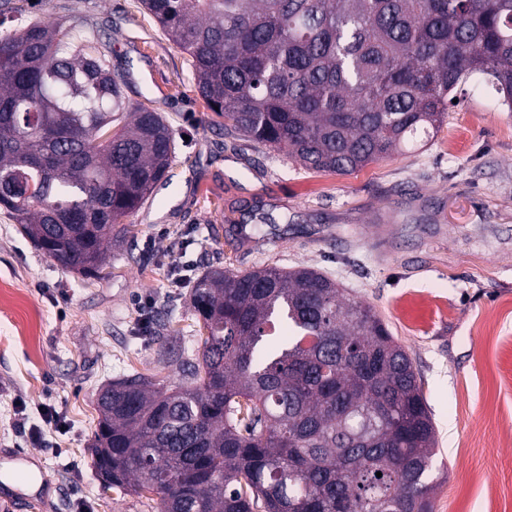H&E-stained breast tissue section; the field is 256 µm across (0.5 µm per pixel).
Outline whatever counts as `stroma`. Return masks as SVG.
<instances>
[{"instance_id":"1","label":"stroma","mask_w":512,"mask_h":512,"mask_svg":"<svg viewBox=\"0 0 512 512\" xmlns=\"http://www.w3.org/2000/svg\"><path fill=\"white\" fill-rule=\"evenodd\" d=\"M18 24H93L133 105L173 129L170 177L128 216L101 279L63 270L0 214V448L30 453L46 507L157 512L153 494L103 491L90 446L99 389L157 361L163 336L197 358L199 316L172 287L192 260L232 271L308 265L373 307L411 357L437 435L432 512H495L512 498V108L481 80L454 91L434 138L339 175L224 133L187 56L140 0H0ZM59 413L65 432L46 427ZM43 432L33 443L17 419Z\"/></svg>"}]
</instances>
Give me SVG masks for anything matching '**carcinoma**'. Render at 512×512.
I'll return each mask as SVG.
<instances>
[{
	"mask_svg": "<svg viewBox=\"0 0 512 512\" xmlns=\"http://www.w3.org/2000/svg\"><path fill=\"white\" fill-rule=\"evenodd\" d=\"M188 55L224 133L347 174L426 142L474 76L512 108V0H141ZM171 127L129 106L99 35L31 22L0 36V210L85 277L167 177ZM183 383L105 388L90 451L158 512H432L421 379L369 306L311 267H211ZM382 476H376V473Z\"/></svg>",
	"mask_w": 512,
	"mask_h": 512,
	"instance_id": "1",
	"label": "carcinoma"
}]
</instances>
